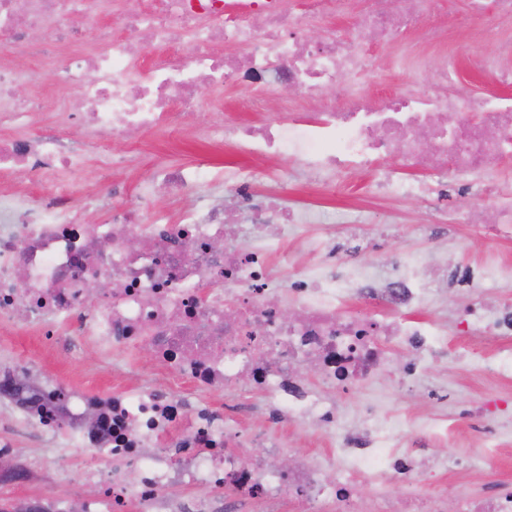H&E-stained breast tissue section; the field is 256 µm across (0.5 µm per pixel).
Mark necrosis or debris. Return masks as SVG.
Returning <instances> with one entry per match:
<instances>
[{
    "label": "necrosis or debris",
    "mask_w": 512,
    "mask_h": 512,
    "mask_svg": "<svg viewBox=\"0 0 512 512\" xmlns=\"http://www.w3.org/2000/svg\"><path fill=\"white\" fill-rule=\"evenodd\" d=\"M111 5L0 0V33L9 36L0 46V120L14 129L0 137V173L35 180L31 188L0 195V331L29 327L51 340L74 330L98 346L102 361L119 356L133 367L140 346L152 349L149 385L65 393L46 377L39 401L23 410L25 419L60 433L63 447L96 448L108 461L139 468L131 491L119 489L109 466L93 469L92 508L123 512L132 498L139 512H219L207 499L185 503L164 494V486L187 481L233 485L238 499L263 503L265 512H275L286 494L305 507L324 505L325 512H444L448 503L453 512H512V482L448 493L452 479L494 469L512 452L488 404L467 412L483 426L482 448L422 468L415 464L416 439L458 441V423L443 414L391 410L397 392L414 386L427 361L447 351V327L432 315L374 317L348 307V290L324 258L295 262L292 275L280 278L276 258L323 217L288 207L277 189L261 209L249 208L251 184L266 178L265 170L225 173L229 205L202 201L175 222L148 212L156 187L172 194L190 185L208 188L212 173L157 167L139 190V204L97 224L85 223L73 207L88 158L107 172L116 166L114 137L163 127L181 133L185 112L228 82L252 89L258 114L208 124L203 135L222 139L237 154L259 161L287 156L328 174L371 172L383 155L426 160L459 179L486 173L512 157L511 97L461 101L448 90L453 64L445 58L431 90L405 89L377 105L362 89L377 70L363 42L398 45L413 32L442 41L440 0H364L360 41L350 45L332 31L316 42L297 35L346 13L350 0H149L144 9L114 14L117 28H101L91 51L60 55L79 34L77 18L109 13ZM226 44L234 52H223ZM48 71L68 96L43 94ZM21 85L33 94L18 96ZM283 86L308 111L269 114ZM330 91L343 106L314 111ZM48 105L62 122H81L85 148L68 147L61 129L31 133L32 115ZM133 237L145 248L129 249ZM355 277L364 292L380 284L403 305L427 307L432 294L408 264L387 277L361 267ZM97 278L110 288L85 304V285ZM511 278L512 261L504 259L472 279L463 326L474 344L458 356L465 369L503 383H512V304L490 308L484 298L495 281ZM284 306L295 319H282ZM397 345L411 347L416 358L396 365ZM310 366L318 375L314 386L303 375ZM389 372L395 382L376 389ZM242 390L259 406L313 428L330 453L297 456L284 470L277 461L290 452L287 442L267 441L259 458L229 451L239 422L218 419L210 398ZM354 391L364 395L366 432L359 442L349 437L335 399ZM393 479L405 484L403 496L392 495ZM362 484L372 486L370 498L356 496Z\"/></svg>",
    "instance_id": "1"
}]
</instances>
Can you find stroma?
Instances as JSON below:
<instances>
[{
	"mask_svg": "<svg viewBox=\"0 0 512 512\" xmlns=\"http://www.w3.org/2000/svg\"><path fill=\"white\" fill-rule=\"evenodd\" d=\"M465 9V0H450L448 4L443 17L451 34L447 54L460 57L472 52L492 53L497 42L506 39V32L487 33L460 25L459 17ZM376 57L379 73L364 85L374 100H382L407 86L428 87L436 80L433 62L438 59V52H431V65L420 69L400 66L390 49L377 51ZM247 98L243 86L227 84L220 101L211 109L187 114L184 122L192 128L205 121L219 123L226 118L241 117V106ZM112 152L116 155L131 152L136 160L108 175L99 170L96 161H89L82 174L87 195L75 200L86 223H97L104 219L106 211H118L136 202L138 189L154 166L193 164L220 173L228 165L240 170L248 165L247 160L224 145L192 139L175 141L163 131L115 137ZM268 165L287 173L284 196L289 206L319 208L332 223L338 247L337 275L350 277L359 266L386 271L402 262L446 261L445 274L430 280L433 301L429 311L447 327H454L457 310L471 300L470 277L493 258H512V240H505L491 228L494 199L487 194L485 177L459 181L436 169L417 168L392 156L382 160L367 177L336 174V189L328 192L291 159L274 158ZM391 179L417 185L418 190L410 196L393 193L387 186ZM443 207L480 213L487 232L475 235L465 224H440L438 212ZM348 212L358 215L360 226L343 223L342 216ZM1 353L10 354L13 361L34 373L52 375L65 392L73 388L109 389L115 384L116 370L103 366L91 341L79 336L64 337L62 345L54 349L44 346L41 338L32 332L18 329L0 334ZM424 380L447 383V401L441 407H433L426 401L422 388L417 387L398 394L396 405L400 411L414 415L438 409L452 417L461 408L489 400L497 404L495 413L501 429L512 435V402L503 399L501 387L492 379L452 367L443 360L429 363ZM238 417L250 432L286 440L298 453L315 455L327 450L326 443L312 428H300L283 419H256L246 411L239 412ZM1 441L9 444L11 455L25 468L26 477L0 481V502L23 501L47 489L52 490L62 507L93 496L94 488L86 474L90 463L99 460V450L71 448L58 463H48L50 452L56 448L54 435L19 431L9 409L0 406Z\"/></svg>",
	"mask_w": 512,
	"mask_h": 512,
	"instance_id": "1",
	"label": "stroma"
}]
</instances>
